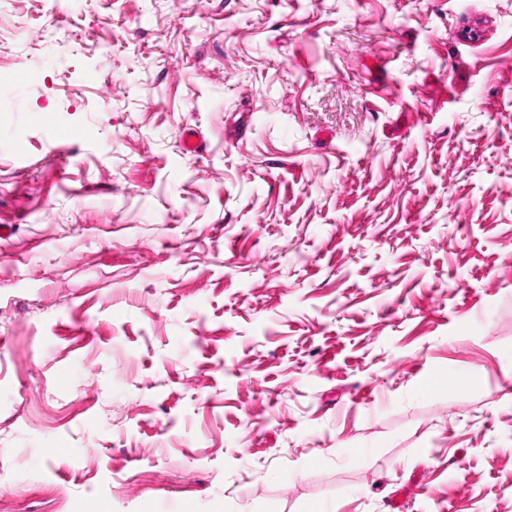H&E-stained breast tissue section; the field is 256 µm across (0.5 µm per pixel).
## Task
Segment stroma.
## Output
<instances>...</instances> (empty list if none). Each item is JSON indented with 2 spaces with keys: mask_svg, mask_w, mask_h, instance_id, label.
<instances>
[{
  "mask_svg": "<svg viewBox=\"0 0 512 512\" xmlns=\"http://www.w3.org/2000/svg\"><path fill=\"white\" fill-rule=\"evenodd\" d=\"M0 94V512H512V0H0Z\"/></svg>",
  "mask_w": 512,
  "mask_h": 512,
  "instance_id": "1",
  "label": "stroma"
}]
</instances>
